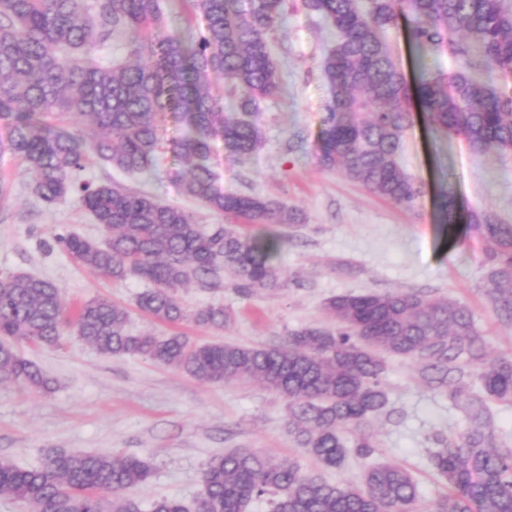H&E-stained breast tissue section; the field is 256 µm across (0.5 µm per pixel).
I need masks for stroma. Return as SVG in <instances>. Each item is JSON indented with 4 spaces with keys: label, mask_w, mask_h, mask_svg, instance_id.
<instances>
[{
    "label": "stroma",
    "mask_w": 512,
    "mask_h": 512,
    "mask_svg": "<svg viewBox=\"0 0 512 512\" xmlns=\"http://www.w3.org/2000/svg\"><path fill=\"white\" fill-rule=\"evenodd\" d=\"M288 9L286 22L271 36L284 91L260 106L265 145L246 161L235 162L223 141L214 143L225 191L272 198L303 217L293 227L269 229L290 237L277 259L285 288L248 299L229 286L216 292L178 291L186 307L221 304L230 309L234 320L221 330L155 321L136 305L145 288L139 278L104 279L56 245L59 233L101 235L78 198L44 203L32 192V175L1 148L0 180L8 182L10 196L0 208V277L26 272L53 281L71 306L97 295L110 297L128 309L129 327L137 333L178 331L194 342L244 345L280 344L290 331L329 326L324 303L338 294L415 289L467 305L488 353L512 352V325L498 320L485 292L483 238L461 226L443 230L435 206L444 189L462 207L491 211L512 224V153H477L464 137L432 134L424 115L415 113L400 157L403 170L422 190L411 211L320 168L315 153L329 97L320 62L336 32L304 10L300 0H288ZM386 39L409 84L459 66L448 53L417 59L408 43L406 19H398ZM183 132L177 117L167 114L152 178L123 177L97 163L88 165L85 174L98 182L123 180L131 189L184 207L202 224L224 223V216L208 212L178 189L175 174L182 165L170 142ZM21 354L51 384L46 390L0 384V456L28 469L56 451L147 458L153 464L151 479L129 492L142 512L164 496L193 504L206 463L232 448L294 459L332 483L355 481L362 474L361 462L353 459L339 469L319 470L288 433L286 401L259 384L203 382L142 358L107 357L71 332L55 346H22ZM385 383L395 414L371 422L368 431L378 444L372 460L392 461L411 471L419 489L416 512H432L445 492L428 462L433 437L465 427V414L423 384L410 360L389 358Z\"/></svg>",
    "instance_id": "35a3bbf8"
}]
</instances>
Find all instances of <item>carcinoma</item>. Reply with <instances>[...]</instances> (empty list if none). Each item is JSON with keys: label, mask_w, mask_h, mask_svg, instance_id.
Wrapping results in <instances>:
<instances>
[{"label": "carcinoma", "mask_w": 512, "mask_h": 512, "mask_svg": "<svg viewBox=\"0 0 512 512\" xmlns=\"http://www.w3.org/2000/svg\"><path fill=\"white\" fill-rule=\"evenodd\" d=\"M197 29L167 31L159 0H0V121L6 147L34 173L46 202L75 195L102 228L91 239L62 234L56 243L91 272L116 281L134 273L154 284L138 306L154 320L222 329L233 321L222 305L197 310L176 298L182 288L217 290L225 278L244 298L280 286L275 259L284 239L249 237L230 224L209 228L195 215L117 181L83 178L89 156L128 175L153 173L160 146L158 116L179 112L189 133L175 142L187 167L182 193L207 210L253 225L302 223L271 198L227 193L211 163L213 139L239 160L259 151L260 103L282 91L269 34L286 18L288 0H184ZM327 19L336 43L321 71L329 90L316 163L371 193L413 209L421 188L399 157L413 124L416 98L438 133L464 137L479 153L512 151V93L471 73L477 66L512 72V10L503 0H303ZM410 15V41L430 53L450 50L463 66L408 86L385 39L400 12ZM127 38L125 58L98 52ZM227 82L237 112L224 114L212 76ZM438 212L452 229L464 224L485 242L487 295L498 318L512 323V224L492 213L463 210L442 192ZM328 327H306L286 343L245 346L196 343L180 333L134 334L128 310L96 296L71 311L52 282L24 272L0 285V384L46 388L41 370L17 344L56 345L74 326L105 356H132L207 382H257L288 402V431L325 469L349 457L365 463L359 482L330 483L295 460L249 448L211 458L202 471L200 512H247L268 499L271 512H413L418 487L401 466L368 463L376 442L370 419L387 410L388 358L420 366L423 381L453 401L465 400L467 426L435 435L429 452L448 493L434 512H512V446L498 441L489 404L512 403V355L490 357L467 306L414 290L329 298ZM152 463L132 455L58 451L24 469L0 457V495L34 512H141L125 495L151 477ZM177 498L154 500L151 512H190Z\"/></svg>", "instance_id": "carcinoma-1"}]
</instances>
